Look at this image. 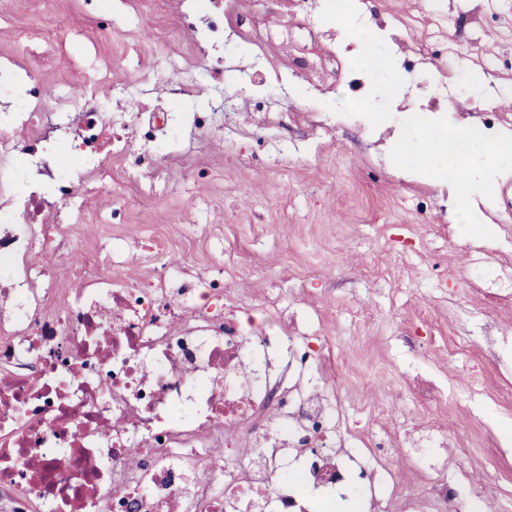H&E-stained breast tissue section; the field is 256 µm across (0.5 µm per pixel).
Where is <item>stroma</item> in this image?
I'll return each instance as SVG.
<instances>
[{
	"label": "stroma",
	"instance_id": "obj_1",
	"mask_svg": "<svg viewBox=\"0 0 512 512\" xmlns=\"http://www.w3.org/2000/svg\"><path fill=\"white\" fill-rule=\"evenodd\" d=\"M359 13L356 27L332 20L323 29L358 68L366 51L399 64L405 43L380 37L373 13L429 19L425 0H346ZM447 11L449 46L458 50L461 76L477 73L478 59L496 51L512 56V15L477 27L467 0H437ZM199 0H120L112 27L138 17L139 32L164 38L166 51L124 55L123 46L99 35L96 13L84 0H0V57L11 55L21 28L51 38L55 22L76 33L65 48L44 56L36 77L83 93V68L100 70L98 95L118 107L116 85L144 77L163 80L166 53L193 52L196 63L180 83L187 104L223 100L238 133L188 136L193 167L175 169L160 196L137 191L120 164L112 176L120 190L88 198L82 223L69 224L65 264L52 265L58 287L80 288L88 276H115L148 285L161 271L185 264L224 274L246 332L275 328L286 319L293 344L332 356L333 375L298 374L279 361L291 382L321 381L336 407L338 446L369 459L376 446L401 449L393 468L409 488L417 512H428L427 489L444 472L461 491L447 512H465L468 500L490 481L512 486V209L502 205L512 173L499 181L484 214L489 231L458 236L448 221V188L434 179L410 180L387 141L410 107L435 112L426 72L394 76L370 72L367 96L353 101L341 77L311 85L288 78L269 110L257 108L244 86L248 71L293 57L290 45L270 43L263 54L244 48L224 61L216 83L204 48L190 49L180 21L199 12ZM512 71L482 79L478 99L449 90L458 125H476L488 104H501ZM384 117L368 126L361 108ZM128 204L140 220L109 224L112 208Z\"/></svg>",
	"mask_w": 512,
	"mask_h": 512
}]
</instances>
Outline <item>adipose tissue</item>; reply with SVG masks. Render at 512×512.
Segmentation results:
<instances>
[{"label": "adipose tissue", "mask_w": 512, "mask_h": 512, "mask_svg": "<svg viewBox=\"0 0 512 512\" xmlns=\"http://www.w3.org/2000/svg\"><path fill=\"white\" fill-rule=\"evenodd\" d=\"M389 148L410 158L414 178L430 174L435 159L446 161L452 172L448 179L449 218L466 236L485 224L480 205L490 199L504 167L512 166L511 137L490 141L475 126H463L452 133L447 124L426 117L415 107L406 111ZM461 184L467 187L462 194L457 191Z\"/></svg>", "instance_id": "obj_1"}]
</instances>
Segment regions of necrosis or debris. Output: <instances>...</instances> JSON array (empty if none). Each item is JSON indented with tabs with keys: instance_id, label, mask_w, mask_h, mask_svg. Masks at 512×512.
Here are the masks:
<instances>
[{
	"instance_id": "1",
	"label": "necrosis or debris",
	"mask_w": 512,
	"mask_h": 512,
	"mask_svg": "<svg viewBox=\"0 0 512 512\" xmlns=\"http://www.w3.org/2000/svg\"><path fill=\"white\" fill-rule=\"evenodd\" d=\"M224 0L208 22L214 44L264 50L273 32ZM38 32L0 61V502L24 512H310L312 494L353 492L362 512H410L380 491L391 448L368 468L327 447L336 420L323 386L297 390L256 376L275 339L246 335L224 282L182 267L124 288L109 276L62 298L35 253L64 257L63 227L87 195L108 189L101 150L131 157L148 190L161 183L158 148L181 144V57L168 56L167 92L133 116L106 115L95 81L80 99L19 69ZM23 140H16V132ZM137 152H130V141ZM239 448L228 465L220 447ZM25 490L27 501L17 492Z\"/></svg>"
}]
</instances>
